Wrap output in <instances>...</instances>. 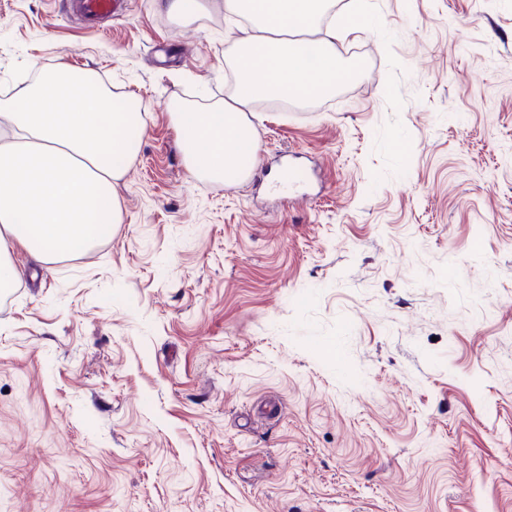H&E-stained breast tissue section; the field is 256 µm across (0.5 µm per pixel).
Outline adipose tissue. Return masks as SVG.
Wrapping results in <instances>:
<instances>
[{
    "mask_svg": "<svg viewBox=\"0 0 512 512\" xmlns=\"http://www.w3.org/2000/svg\"><path fill=\"white\" fill-rule=\"evenodd\" d=\"M329 0H224L251 22L227 50L237 83L207 112L176 110L190 171L214 182L248 174L256 145L247 114L260 98H320L343 75L336 43L350 23H323ZM317 41H310V33ZM16 139L0 145V285L19 281L12 244L52 261L111 235L120 221L112 183L133 156L138 113L112 96L93 72L58 59L52 70L8 105Z\"/></svg>",
    "mask_w": 512,
    "mask_h": 512,
    "instance_id": "adipose-tissue-1",
    "label": "adipose tissue"
}]
</instances>
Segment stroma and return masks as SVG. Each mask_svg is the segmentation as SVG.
<instances>
[{
    "mask_svg": "<svg viewBox=\"0 0 512 512\" xmlns=\"http://www.w3.org/2000/svg\"><path fill=\"white\" fill-rule=\"evenodd\" d=\"M241 35L0 0V101L63 56L146 113L111 236L11 250L0 512H512V0H370L355 78L255 102L218 184L172 109L223 102Z\"/></svg>",
    "mask_w": 512,
    "mask_h": 512,
    "instance_id": "obj_1",
    "label": "stroma"
}]
</instances>
